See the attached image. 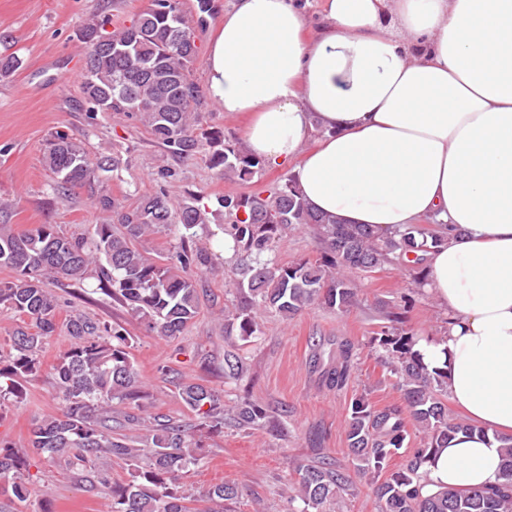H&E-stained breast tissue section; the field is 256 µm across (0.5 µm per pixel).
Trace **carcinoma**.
Here are the masks:
<instances>
[{"label": "carcinoma", "instance_id": "1", "mask_svg": "<svg viewBox=\"0 0 512 512\" xmlns=\"http://www.w3.org/2000/svg\"><path fill=\"white\" fill-rule=\"evenodd\" d=\"M110 24L109 15L100 12L81 30L83 36H95L83 42L82 92L89 119L99 112H123L148 128L171 157L205 153L213 167L242 181L265 166L223 144L220 135L203 126L201 94L192 79L197 30L182 0H149L131 25L113 32L107 29ZM21 65L14 54H1L0 77H9ZM44 158L54 175L52 190L58 194L90 186L100 173L120 164L116 157L91 158L80 143L60 131L46 139ZM221 204L231 218L224 234L233 239L239 255L234 268L238 300L225 316L224 335L242 340L260 335L266 312L288 318L315 304L344 312L355 301L354 275L403 260L407 270L420 274L427 253L443 241L434 224L410 225L392 233L365 224H339L312 212L290 178L266 195H229ZM205 214L200 198L174 203L161 189L119 214L120 231L112 224H96L90 235L74 238L55 224H37L23 232L0 224V266L15 273L13 279L0 281V314H24L31 320V326L15 331L13 352L0 357V401L22 398L23 383L38 376L39 352L56 331L60 304L45 288L48 277L80 283L94 274L100 286H112V296L156 335H180L198 315L197 271L211 264L207 255L189 245L191 230L204 223ZM297 226L311 229L322 241L320 257L273 263L276 245ZM162 231L179 232V241L159 262L135 242ZM383 308L385 323L376 332L372 349L396 378L400 401L378 408L366 392L350 400L346 437L358 465L350 472L331 462L297 463L302 512H330L336 497L356 478L371 487L378 512H512V438L502 440L501 481L422 495L419 469L432 453L448 447L460 432L483 429L448 415L445 374L414 350L416 339L401 305L385 302ZM68 329L75 343L52 366L64 409L32 428L28 447L0 443V484L10 486L17 502L35 503L32 512H51L47 495L32 490L23 473L27 458L36 453L51 460L79 461L80 481L103 487L108 512H226L228 502L238 495L236 486L222 483L209 489L200 508L184 494L180 479L203 463L205 439L223 433L226 419L240 429L282 435L285 427L276 411L246 390L226 406L208 386L185 382L177 385L178 396L195 414L194 423L163 415L114 417L112 403L142 399L131 356L132 337L117 323L77 316L69 319ZM358 355L353 343L340 344L326 381L343 388ZM410 421L422 434L421 446L406 464L395 467L392 460L409 436ZM135 427L143 434H127ZM114 463L127 467L128 482L111 483L108 472Z\"/></svg>", "mask_w": 512, "mask_h": 512}]
</instances>
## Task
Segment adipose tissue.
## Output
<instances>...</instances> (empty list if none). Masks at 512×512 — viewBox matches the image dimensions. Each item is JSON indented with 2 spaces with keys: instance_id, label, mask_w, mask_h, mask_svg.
<instances>
[{
  "instance_id": "obj_1",
  "label": "adipose tissue",
  "mask_w": 512,
  "mask_h": 512,
  "mask_svg": "<svg viewBox=\"0 0 512 512\" xmlns=\"http://www.w3.org/2000/svg\"><path fill=\"white\" fill-rule=\"evenodd\" d=\"M207 89L249 113L243 146L293 164L300 196L343 224L445 227L421 289L446 316L419 340L488 436L425 463L426 493L494 484L512 437V0H234Z\"/></svg>"
}]
</instances>
